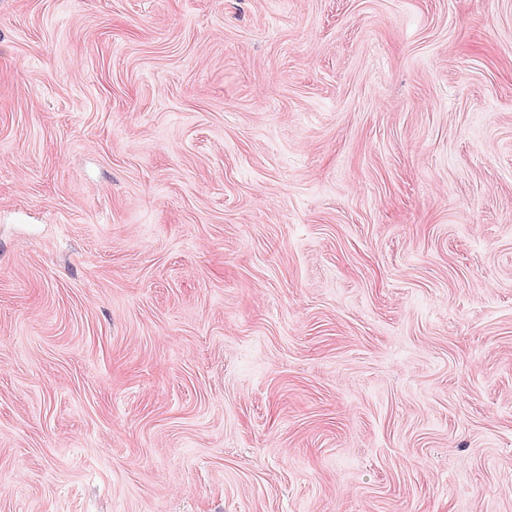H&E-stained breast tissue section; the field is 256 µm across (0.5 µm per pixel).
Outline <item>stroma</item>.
<instances>
[{"mask_svg":"<svg viewBox=\"0 0 512 512\" xmlns=\"http://www.w3.org/2000/svg\"><path fill=\"white\" fill-rule=\"evenodd\" d=\"M0 512H512V0H0Z\"/></svg>","mask_w":512,"mask_h":512,"instance_id":"1","label":"stroma"}]
</instances>
